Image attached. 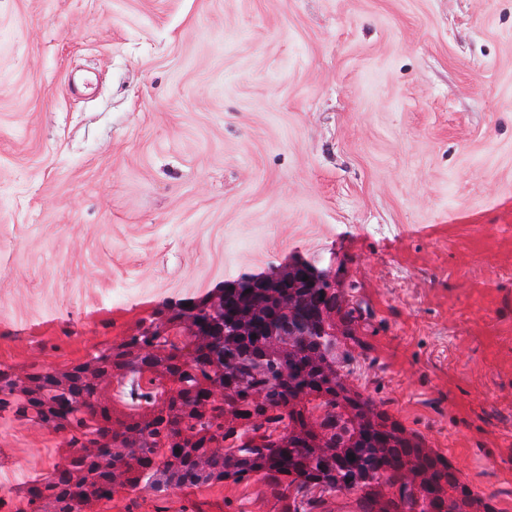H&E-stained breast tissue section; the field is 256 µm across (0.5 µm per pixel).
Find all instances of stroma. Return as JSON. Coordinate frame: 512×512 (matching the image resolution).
I'll list each match as a JSON object with an SVG mask.
<instances>
[{
    "label": "stroma",
    "mask_w": 512,
    "mask_h": 512,
    "mask_svg": "<svg viewBox=\"0 0 512 512\" xmlns=\"http://www.w3.org/2000/svg\"><path fill=\"white\" fill-rule=\"evenodd\" d=\"M297 261L363 309L350 387L512 512V0H0V364ZM65 454L0 423V492Z\"/></svg>",
    "instance_id": "35a3bbf8"
}]
</instances>
